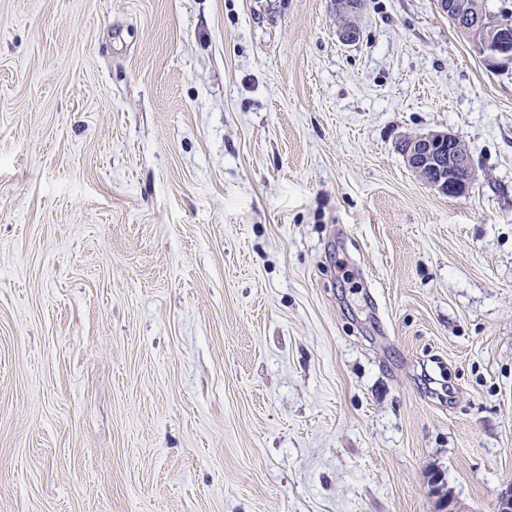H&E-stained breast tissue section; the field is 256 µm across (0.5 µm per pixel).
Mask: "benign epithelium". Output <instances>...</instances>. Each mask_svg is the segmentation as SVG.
Listing matches in <instances>:
<instances>
[{
	"instance_id": "obj_1",
	"label": "benign epithelium",
	"mask_w": 512,
	"mask_h": 512,
	"mask_svg": "<svg viewBox=\"0 0 512 512\" xmlns=\"http://www.w3.org/2000/svg\"><path fill=\"white\" fill-rule=\"evenodd\" d=\"M441 12L448 15L458 29L470 34L476 51L494 65L512 62V11L499 15L492 27L467 25L456 11L455 0H436ZM458 137L429 131L406 139L401 152L409 168L444 195L461 196L468 192L471 180L460 177V170L473 167L470 155L460 156Z\"/></svg>"
}]
</instances>
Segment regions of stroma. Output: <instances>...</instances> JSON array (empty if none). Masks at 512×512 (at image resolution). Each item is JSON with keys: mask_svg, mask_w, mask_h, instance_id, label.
Returning a JSON list of instances; mask_svg holds the SVG:
<instances>
[{"mask_svg": "<svg viewBox=\"0 0 512 512\" xmlns=\"http://www.w3.org/2000/svg\"><path fill=\"white\" fill-rule=\"evenodd\" d=\"M0 0V512H497L512 64L435 0ZM449 132V197L400 142Z\"/></svg>", "mask_w": 512, "mask_h": 512, "instance_id": "35a3bbf8", "label": "stroma"}]
</instances>
